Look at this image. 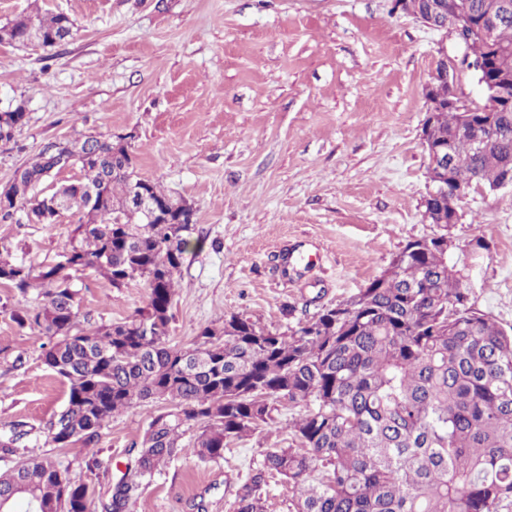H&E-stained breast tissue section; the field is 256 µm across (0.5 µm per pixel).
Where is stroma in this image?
I'll use <instances>...</instances> for the list:
<instances>
[{
  "instance_id": "stroma-1",
  "label": "stroma",
  "mask_w": 512,
  "mask_h": 512,
  "mask_svg": "<svg viewBox=\"0 0 512 512\" xmlns=\"http://www.w3.org/2000/svg\"><path fill=\"white\" fill-rule=\"evenodd\" d=\"M394 0H0V26L34 13L74 22L55 47L0 43V112L27 123L0 142V185L51 141L130 136L139 177L195 211L194 241L177 276L168 343L189 345L231 313L285 330L348 299L382 274L407 242L440 234L424 216L428 155L425 90L443 57L462 55L449 33L395 10ZM450 233L456 256L486 245L471 270V302L512 326V188H471ZM77 221L0 222V241L34 264L58 261ZM299 250L306 264L285 269ZM89 326L135 314L140 283L77 280ZM13 290L0 284V437L23 426L22 457L51 456L94 503L107 500L163 402L115 415L92 449L59 448L47 427L66 387L41 359L46 336L19 327ZM277 428L234 441L223 459L173 460L144 483L132 512H234L253 462L287 447Z\"/></svg>"
}]
</instances>
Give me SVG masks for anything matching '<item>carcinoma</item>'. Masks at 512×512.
<instances>
[{"instance_id": "carcinoma-1", "label": "carcinoma", "mask_w": 512, "mask_h": 512, "mask_svg": "<svg viewBox=\"0 0 512 512\" xmlns=\"http://www.w3.org/2000/svg\"><path fill=\"white\" fill-rule=\"evenodd\" d=\"M474 22L490 0H455ZM73 21L36 14L0 27V36L32 32L55 47ZM471 61L489 59L512 80V17L495 40L473 35ZM443 109L428 140L448 145L461 130L485 139L460 148L448 182L499 188L512 170V105L469 116L448 108V85L434 88ZM26 122V112H0V141ZM81 177L48 196L37 187L56 165L54 143L16 170L0 220L21 213L52 223L50 203L78 214L75 236L54 264L35 266L0 245V284L31 304L12 311L21 327L49 338L44 365L68 386L63 410L48 427L57 447H92L114 415L160 399L133 462L101 512H130L142 481L180 456L224 458V448L276 424V404L306 407L288 421L292 443L271 448L240 484L234 512H267V490L288 484V512H512V328L471 304L469 263L454 261L431 237L408 242L400 260L346 301L272 331L232 313L204 327L186 347L168 345L175 280L189 251L194 210L174 220L181 201L135 172L131 146L85 135L66 140ZM157 205L151 220L133 215V184ZM460 197L448 193L431 215L448 226ZM102 274L114 288L141 281L144 307L120 322L85 327L76 274ZM191 436H186L187 432ZM29 435L0 439V494L25 492L4 512H92L93 494L49 457L15 458Z\"/></svg>"}]
</instances>
